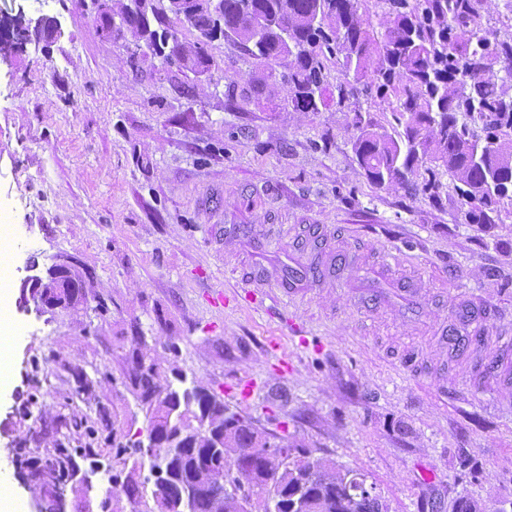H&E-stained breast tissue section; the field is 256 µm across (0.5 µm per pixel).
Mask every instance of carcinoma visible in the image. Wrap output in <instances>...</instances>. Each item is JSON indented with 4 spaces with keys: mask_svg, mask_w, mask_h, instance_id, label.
Masks as SVG:
<instances>
[{
    "mask_svg": "<svg viewBox=\"0 0 512 512\" xmlns=\"http://www.w3.org/2000/svg\"><path fill=\"white\" fill-rule=\"evenodd\" d=\"M372 1L383 17L376 30L365 18L366 2ZM222 0V18L227 38L244 46L253 62L270 70L283 65L289 95L282 107L294 112H318L320 106L336 102V110L350 116L352 151L367 181L375 186L399 184L411 194L440 197L444 184L439 169L456 181L455 190L468 206L469 224H493L502 194L486 181V172L497 182L512 180V41H491L484 22L486 0ZM193 25L184 23L179 12L171 14L183 28L197 33L190 45L180 40V31L164 26L161 33L176 43L179 56L194 68L205 67L208 56L201 39L209 36L217 17L209 0H195ZM280 15L288 42L276 33L256 38L250 14ZM336 60L343 79L331 84L327 63ZM385 104L401 130L391 135L380 130L372 109L362 101ZM484 153L475 161L473 149ZM427 160L428 178L418 183L408 178L420 162ZM149 365L129 360L121 371L131 382L134 398L148 404L153 413L171 412L175 388L167 378L165 363L147 355ZM210 425L224 426V399L216 396L205 404ZM267 439L251 419L224 434V447L206 444L184 453L183 469L194 466L206 452L221 467L224 456L266 447ZM258 486L261 497L231 512H289L295 471L279 473L275 484H267L261 471L244 474ZM303 495L313 501V512H382L379 496L364 495L365 477L352 474L348 483L336 485L309 474ZM229 497L224 486L198 490L193 512H212L215 496Z\"/></svg>",
    "mask_w": 512,
    "mask_h": 512,
    "instance_id": "obj_1",
    "label": "carcinoma"
}]
</instances>
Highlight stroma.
<instances>
[{"label": "stroma", "instance_id": "stroma-1", "mask_svg": "<svg viewBox=\"0 0 512 512\" xmlns=\"http://www.w3.org/2000/svg\"><path fill=\"white\" fill-rule=\"evenodd\" d=\"M20 10L60 23L0 63V207L14 226L0 283L17 328L0 476L24 512L46 488L22 459L90 448L110 465L101 410L126 431L145 427L114 383L139 332L174 339L188 381L260 431L364 475L388 512H512V408L492 387L472 390L471 363L432 334L466 292L494 305L488 333L512 323V211L465 223L445 172L436 203L371 186L345 113L282 109L286 87L271 78L253 90L256 70L234 42H214L203 72L135 53L82 0H0V14ZM228 215L334 224L337 247L367 260L402 248L422 274L424 320L385 310L374 336H359L338 287L298 306L299 336L245 303L214 305L224 260L240 252L219 232ZM60 264L81 276L84 301L25 308L22 279ZM401 345L441 362L437 376L395 367L385 351Z\"/></svg>", "mask_w": 512, "mask_h": 512}]
</instances>
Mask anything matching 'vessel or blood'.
Wrapping results in <instances>:
<instances>
[{
  "label": "vessel or blood",
  "mask_w": 512,
  "mask_h": 512,
  "mask_svg": "<svg viewBox=\"0 0 512 512\" xmlns=\"http://www.w3.org/2000/svg\"><path fill=\"white\" fill-rule=\"evenodd\" d=\"M330 236L325 224H299L282 235L251 224H225V239L246 244L250 254L246 265L233 267V287L242 289L256 310L278 318L298 301L311 299L316 286L338 282L350 257L329 246ZM401 262L399 252L384 250L373 269V285L354 293L352 309L362 321H371L382 306L380 287L384 284L392 287L409 314H420L421 290L414 278L398 274ZM490 312L488 303L463 298L457 312L459 333H452L444 323L438 325L437 331L447 341L449 350L473 353L479 373L491 379L496 388L512 390V339L500 342L493 354L484 352L487 333L483 320ZM392 358L408 376H422L418 350L405 348L393 353Z\"/></svg>",
  "instance_id": "1"
}]
</instances>
